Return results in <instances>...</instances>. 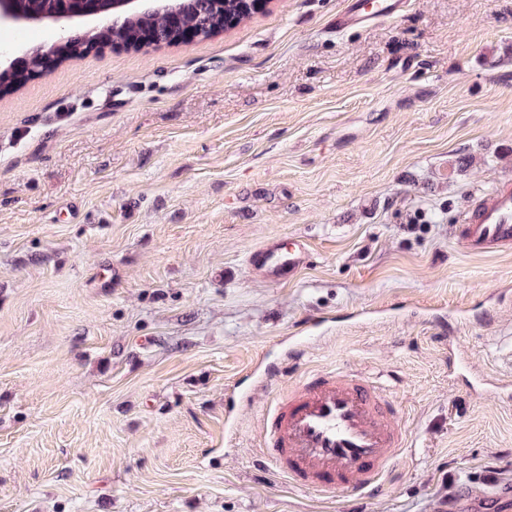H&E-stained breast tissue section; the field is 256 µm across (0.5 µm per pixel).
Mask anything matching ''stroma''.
<instances>
[{
    "label": "stroma",
    "mask_w": 512,
    "mask_h": 512,
    "mask_svg": "<svg viewBox=\"0 0 512 512\" xmlns=\"http://www.w3.org/2000/svg\"><path fill=\"white\" fill-rule=\"evenodd\" d=\"M345 6L272 0L0 100V512H448L494 484L477 512H512V400L477 394L512 376V250L455 231L512 182V0L339 32ZM276 236L310 245L285 283L246 266ZM260 361L285 365L273 391L338 368L386 389L407 449L377 490L273 474ZM325 322L326 320L320 316L310 317L298 327L293 336H289V339L295 345L293 359L301 357L307 351L305 346L307 343L321 337L316 335Z\"/></svg>",
    "instance_id": "obj_1"
}]
</instances>
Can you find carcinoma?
<instances>
[{"label":"carcinoma","mask_w":512,"mask_h":512,"mask_svg":"<svg viewBox=\"0 0 512 512\" xmlns=\"http://www.w3.org/2000/svg\"><path fill=\"white\" fill-rule=\"evenodd\" d=\"M181 26L202 39L244 25L266 7L265 0H178ZM168 11L162 6L150 13L132 12L121 15L107 25L85 34V40L74 46L67 42H49L42 54L29 59L21 68L0 69V96L18 90L31 74L42 72L47 62L99 55L107 48L123 46L148 53L171 43Z\"/></svg>","instance_id":"1"}]
</instances>
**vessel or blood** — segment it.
Segmentation results:
<instances>
[{
	"mask_svg": "<svg viewBox=\"0 0 512 512\" xmlns=\"http://www.w3.org/2000/svg\"><path fill=\"white\" fill-rule=\"evenodd\" d=\"M407 6L408 0H347L334 24L340 31L366 28L399 17ZM459 236L475 253L512 247V183L497 186L464 213ZM308 259L305 241L273 238L249 253L247 266L257 277L287 282ZM323 324L313 316L298 327L295 356L305 353ZM263 432V455L274 471L296 487L321 492H371L405 447L392 404L355 371L304 376L274 399Z\"/></svg>",
	"mask_w": 512,
	"mask_h": 512,
	"instance_id": "b4317fda",
	"label": "vessel or blood"
}]
</instances>
